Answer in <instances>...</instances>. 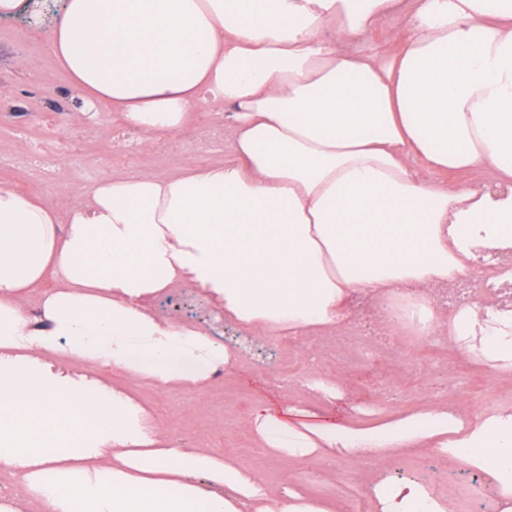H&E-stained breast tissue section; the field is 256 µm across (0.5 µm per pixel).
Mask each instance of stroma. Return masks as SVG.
Instances as JSON below:
<instances>
[{
  "label": "stroma",
  "instance_id": "35a3bbf8",
  "mask_svg": "<svg viewBox=\"0 0 512 512\" xmlns=\"http://www.w3.org/2000/svg\"><path fill=\"white\" fill-rule=\"evenodd\" d=\"M57 16V10H50L35 30L15 18H0L1 184L35 194L63 213L85 203L88 188L111 176L194 174L228 159L223 145L205 152L197 149L213 127H229L228 117L217 109L191 113L176 134L141 137L129 161L117 147L123 133L119 120H75L77 105L69 95L68 79L46 46V35ZM48 127L63 133L76 129L83 147L81 160L60 158L53 173L43 177L29 168L13 167L14 155L37 159L56 152V142L44 137ZM152 308L158 318L191 323L229 347L242 334L225 319L221 308L190 286L155 299ZM315 354L320 357L321 375L342 387V398L328 402L306 387ZM66 368L129 390L152 406L177 451L204 445L218 453H233L244 464L261 466L273 489L287 480L290 468L287 461L264 458L245 426L252 408L259 404L296 426L392 420L438 404L452 406L464 417L512 413V374L498 373L480 357L465 354L449 343L447 332L417 336L389 329L378 317L364 336L358 335L352 322L337 339L323 342L254 337L237 366L214 375L202 392L158 388L100 363L73 360ZM376 392L385 397L382 408H365V400ZM311 403L319 404V416L301 414V407ZM472 475L471 469L449 462L430 448L394 457L378 471L359 470L354 482H309L308 492L335 503L336 512H349L351 500L376 485L426 478L435 495L454 499L456 512H474L463 495Z\"/></svg>",
  "mask_w": 512,
  "mask_h": 512
}]
</instances>
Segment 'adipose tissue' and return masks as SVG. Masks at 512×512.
I'll list each match as a JSON object with an SVG mask.
<instances>
[{"instance_id": "ef3b65f1", "label": "adipose tissue", "mask_w": 512, "mask_h": 512, "mask_svg": "<svg viewBox=\"0 0 512 512\" xmlns=\"http://www.w3.org/2000/svg\"><path fill=\"white\" fill-rule=\"evenodd\" d=\"M392 15L404 29L351 50ZM47 41L85 117L172 135L224 107L230 157L106 179L63 215L0 184V473L20 489L0 512H334L301 461L379 468L427 445L512 500V413L307 433L259 405L249 428L295 465L274 490L233 455L170 448L151 408L64 369L204 390L238 352L150 307L190 285L259 336L337 329L358 295L415 296L419 335L447 327L512 371V311L446 319L434 296L512 241V0H64ZM374 492L380 512H447L412 481Z\"/></svg>"}]
</instances>
